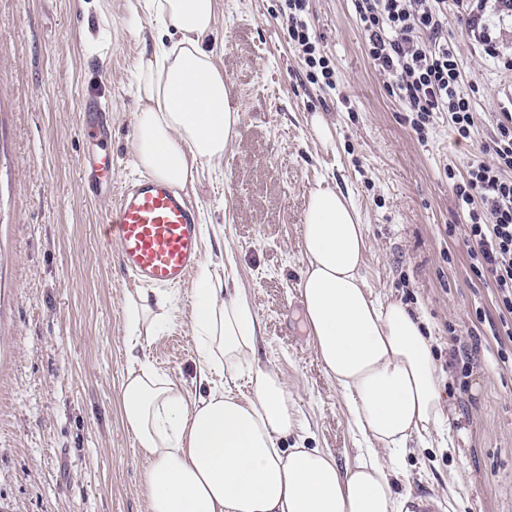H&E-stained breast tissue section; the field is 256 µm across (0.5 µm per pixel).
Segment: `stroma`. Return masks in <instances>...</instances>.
<instances>
[{"label": "stroma", "mask_w": 512, "mask_h": 512, "mask_svg": "<svg viewBox=\"0 0 512 512\" xmlns=\"http://www.w3.org/2000/svg\"><path fill=\"white\" fill-rule=\"evenodd\" d=\"M280 0H216L206 46L241 121L220 163L199 170L203 262L223 272L215 234L259 316L262 364L288 382L304 428L285 447L333 454L354 467L361 438L305 329L299 282L302 217L328 181L349 196L368 241L374 293L422 315L450 401L453 449L411 442L391 467L396 495L430 494L456 512H512V314L464 245L448 171L481 159L512 113V67L487 61L448 10V40L478 91L472 137L435 115L418 139L410 115L367 55L351 0H311L310 19L336 88L307 81L279 15ZM143 0H0V512H148L146 464L121 412L130 365L124 302L139 284L105 246L108 201L86 196L82 108L108 104L115 182L137 177L135 75L153 43ZM331 126L322 146L313 116ZM166 322L138 351L189 397L206 394L190 327L191 289H169ZM477 361L457 380L456 337ZM456 484H449V474Z\"/></svg>", "instance_id": "obj_1"}]
</instances>
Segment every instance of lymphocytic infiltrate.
<instances>
[{
  "label": "lymphocytic infiltrate",
  "mask_w": 512,
  "mask_h": 512,
  "mask_svg": "<svg viewBox=\"0 0 512 512\" xmlns=\"http://www.w3.org/2000/svg\"><path fill=\"white\" fill-rule=\"evenodd\" d=\"M467 15L468 30L484 55L502 52L488 8L512 17V0H354L368 56L389 76L387 89L411 112V126L424 135L434 114L447 113L459 138L470 139L475 85L466 84L454 46L445 34L449 6ZM309 0H283L281 16L298 50L306 79L328 89L336 72L308 21ZM490 161L472 163L454 182L456 202L467 218L464 243L477 274L490 275L501 307L512 312V115L499 122L485 145Z\"/></svg>",
  "instance_id": "obj_1"
}]
</instances>
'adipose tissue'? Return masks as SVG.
I'll return each mask as SVG.
<instances>
[{"instance_id": "1", "label": "adipose tissue", "mask_w": 512, "mask_h": 512, "mask_svg": "<svg viewBox=\"0 0 512 512\" xmlns=\"http://www.w3.org/2000/svg\"><path fill=\"white\" fill-rule=\"evenodd\" d=\"M161 31L136 72L135 166L183 189L237 135L240 109L203 45L215 0H145ZM300 296L313 348L365 443L341 471L317 448H282L299 425L279 372L255 362L259 318L234 279L202 266L191 296L192 334L205 396L132 363L123 421L147 463L148 512H401L385 455L442 436L452 410L422 321L400 301L374 296L362 268L363 224L345 194L321 184L303 214ZM166 315V301L127 295L128 346L137 349Z\"/></svg>"}]
</instances>
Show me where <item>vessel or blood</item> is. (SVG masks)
<instances>
[{
	"instance_id": "b4317fda",
	"label": "vessel or blood",
	"mask_w": 512,
	"mask_h": 512,
	"mask_svg": "<svg viewBox=\"0 0 512 512\" xmlns=\"http://www.w3.org/2000/svg\"><path fill=\"white\" fill-rule=\"evenodd\" d=\"M106 110L95 99L84 105L81 130L91 148L84 158L83 189L88 196L110 200L106 240L116 244L127 274L148 287H183L202 256L197 211L157 179H135L113 188L112 152L101 128Z\"/></svg>"
}]
</instances>
